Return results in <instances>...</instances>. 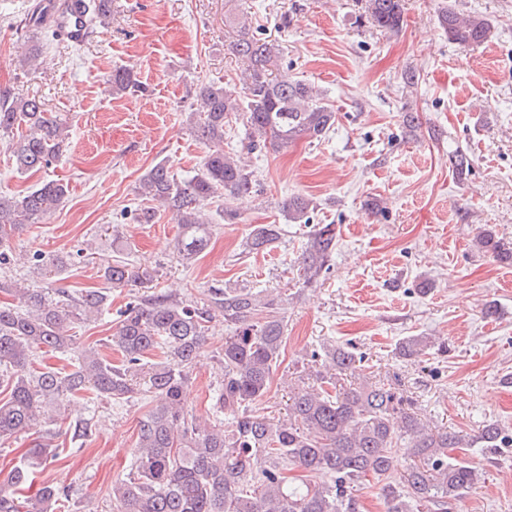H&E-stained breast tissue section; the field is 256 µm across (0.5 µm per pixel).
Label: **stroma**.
<instances>
[{
	"label": "stroma",
	"mask_w": 512,
	"mask_h": 512,
	"mask_svg": "<svg viewBox=\"0 0 512 512\" xmlns=\"http://www.w3.org/2000/svg\"><path fill=\"white\" fill-rule=\"evenodd\" d=\"M33 6L0 0V96L40 99L65 125L68 145L48 168L21 173L9 137L0 136V195L21 196L46 179L69 192L13 236L23 262L1 271L0 281L106 295L107 311L72 326L86 345L112 335L117 308L152 294L196 302L225 286L273 292L285 299L287 340L259 404L265 417L286 418L291 393L282 377L300 372L312 350L350 344L365 374L398 379L430 426L473 436L493 423L512 436V267L475 245L485 228L512 238V0H404L395 33L372 23L365 0H109L107 25L80 51L55 40L29 68L20 57L49 32L34 26ZM450 8L487 19L490 38L469 47L449 40L440 16ZM242 25L275 46L274 76L314 85L337 119L320 140L252 154L255 187L230 202L237 218L206 206L210 241L186 261L169 211L137 222V209L148 205L140 180L160 162L182 182L199 172L207 147L194 132L195 92L203 83L241 89L248 63L232 43ZM119 67L132 69L145 92L113 90L106 78ZM408 112L417 128L406 126ZM458 148L471 160L461 177L449 164ZM297 195L313 201L309 223L282 212ZM260 224L279 225V238L267 251L244 253ZM315 224L335 225L336 253L306 288L298 260ZM36 252L65 265L47 271L34 264ZM116 260L152 280L112 287L103 268ZM423 281L432 285L424 294ZM490 306L497 314L488 318ZM226 334L216 316L185 390L196 417L213 412L223 371L212 353ZM409 336L447 350L401 358L396 348ZM152 405L147 394L110 405L83 393L70 409L95 414L96 423L82 450L62 431L18 432L0 442V485L22 452L46 444L57 456L37 469L36 484L67 488L75 512H113L112 485L126 477ZM463 456L483 473L462 497L468 512H512V446Z\"/></svg>",
	"instance_id": "stroma-1"
}]
</instances>
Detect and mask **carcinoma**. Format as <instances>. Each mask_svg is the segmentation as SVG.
<instances>
[{"mask_svg":"<svg viewBox=\"0 0 512 512\" xmlns=\"http://www.w3.org/2000/svg\"><path fill=\"white\" fill-rule=\"evenodd\" d=\"M366 11L381 28L396 32L403 22V0H366ZM108 18L106 0L92 5L87 22L101 26ZM448 39L478 45L490 34L486 19L461 16L450 8L441 15ZM237 54L250 61L243 94L214 83L199 87L196 131L210 144L203 167L182 183L166 164H156L143 178L142 195L167 208L181 227L177 250L189 261L210 238V224L199 208L219 192L235 197L252 191L253 171L224 153V128L242 121L252 153L279 149L306 138L321 139L336 123V113L318 102L314 88L302 81L277 78L270 72L274 48L247 36L241 26L234 43ZM118 91H142L128 69L109 75ZM0 134L13 135L15 165L21 172L49 167L59 156L66 127L36 98L0 97ZM67 187L47 180L19 197L0 196V269L15 261L10 235L25 221L46 216L64 201ZM312 200L294 196L283 203L288 220L305 224ZM277 224L256 226L245 250L259 253L277 240ZM479 250L494 261L512 265V240L491 229L476 237ZM336 248V225L316 224L302 253V285L311 286L329 269ZM148 273H134L124 262L103 268V277L120 288L143 283ZM18 299L0 304V441L34 427L67 423L70 402L84 391L107 401H125L145 391L155 406L141 421L127 477L112 484L115 512H360L357 492L367 477L384 481V512H449L459 494L476 488L481 473L456 448H500L512 445L494 424L465 443L461 436L426 426L414 400L395 381L341 382L356 374L363 357L354 347L323 346L310 362H322L337 372L317 371L310 379L298 376L290 397L288 420L273 423L252 410L269 391L285 342L286 323L278 312L281 297L249 288L215 289L201 302L187 303L170 295H151L132 302L119 315L105 346L121 354L114 364L95 346H79L64 325L88 320L103 312L106 297L87 291L75 297L65 290L15 288L0 282V292ZM220 314L229 327L217 358L224 378L214 397L215 421L201 422L184 408L183 393L195 360L207 342L208 323ZM426 336H413L398 345L403 358L427 354ZM47 350L73 357L72 369L33 366L36 352ZM165 361L147 365L154 350ZM229 416L224 421L221 416ZM408 448L413 464L402 475L409 493L387 481L395 454ZM56 457L55 449L39 445L28 450L0 488V512H54L69 493L43 485L30 492L34 472ZM301 470L321 476L320 482L289 484L288 472Z\"/></svg>","mask_w":512,"mask_h":512,"instance_id":"1","label":"carcinoma"}]
</instances>
